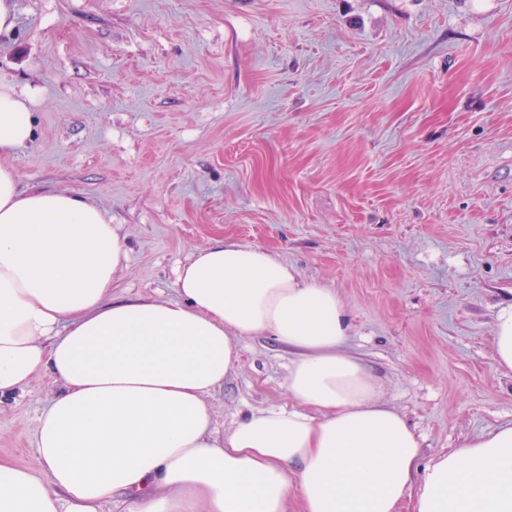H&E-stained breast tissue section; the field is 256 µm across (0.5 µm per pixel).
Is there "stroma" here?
<instances>
[{"label": "stroma", "mask_w": 512, "mask_h": 512, "mask_svg": "<svg viewBox=\"0 0 512 512\" xmlns=\"http://www.w3.org/2000/svg\"><path fill=\"white\" fill-rule=\"evenodd\" d=\"M0 78L34 93L22 187L118 224L117 297L175 298L223 238L336 289L350 348L425 455L512 424L492 325L512 300V0H15ZM210 398L226 432L287 403L289 354L239 341ZM61 389L0 401L33 461Z\"/></svg>", "instance_id": "1"}]
</instances>
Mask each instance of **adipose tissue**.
Returning <instances> with one entry per match:
<instances>
[{"label": "adipose tissue", "mask_w": 512, "mask_h": 512, "mask_svg": "<svg viewBox=\"0 0 512 512\" xmlns=\"http://www.w3.org/2000/svg\"><path fill=\"white\" fill-rule=\"evenodd\" d=\"M32 101L0 79V398L41 373L62 389L33 463L0 458V512H512V425L425 457L349 351L336 290L271 252L218 239L179 267L176 300L114 298L127 252L108 212L22 188L9 163ZM492 334L512 375V302ZM253 336L288 348V402L222 435L208 398Z\"/></svg>", "instance_id": "adipose-tissue-1"}]
</instances>
